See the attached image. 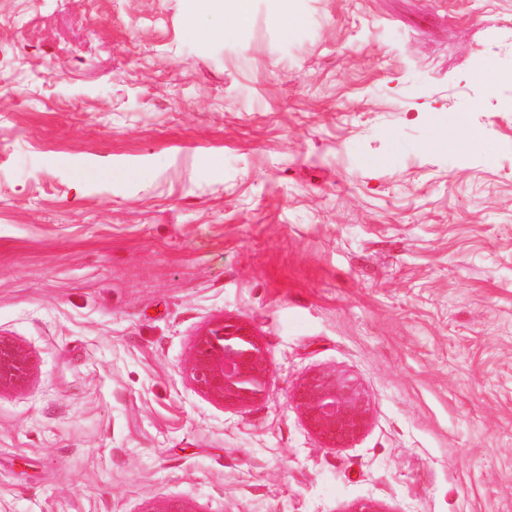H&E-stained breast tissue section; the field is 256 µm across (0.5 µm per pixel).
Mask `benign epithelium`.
<instances>
[{"label":"benign epithelium","mask_w":512,"mask_h":512,"mask_svg":"<svg viewBox=\"0 0 512 512\" xmlns=\"http://www.w3.org/2000/svg\"><path fill=\"white\" fill-rule=\"evenodd\" d=\"M31 352L0 334V392L25 387L33 371ZM188 371L196 390L227 410L243 409L263 398L271 380L270 361L250 327L222 318L195 336ZM291 403L323 448H346L367 431L371 405L355 375L324 367L308 373ZM144 512H194L184 501L161 499Z\"/></svg>","instance_id":"1"}]
</instances>
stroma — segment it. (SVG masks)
<instances>
[{
  "label": "stroma",
  "instance_id": "1",
  "mask_svg": "<svg viewBox=\"0 0 512 512\" xmlns=\"http://www.w3.org/2000/svg\"><path fill=\"white\" fill-rule=\"evenodd\" d=\"M291 6L0 0V512H512V0ZM224 316L271 360L241 411L187 371ZM326 366L348 448L289 401ZM184 19L189 32H195L197 16L205 10L221 9L229 13L237 27L245 26L250 20L249 0H184ZM464 143L467 147H477L481 143L480 132L472 127L466 119H461L450 132L436 134L428 144L434 152H443L455 144ZM33 366V356L26 347L0 334V393L25 387ZM291 403L323 448H346L367 431L371 405L355 375L324 367L308 373L291 394Z\"/></svg>",
  "mask_w": 512,
  "mask_h": 512
}]
</instances>
